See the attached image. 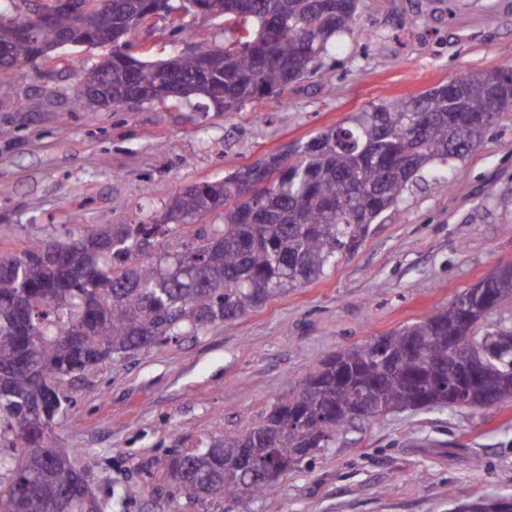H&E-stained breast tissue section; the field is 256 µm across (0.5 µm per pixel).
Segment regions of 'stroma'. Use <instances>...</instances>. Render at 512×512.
<instances>
[{
    "mask_svg": "<svg viewBox=\"0 0 512 512\" xmlns=\"http://www.w3.org/2000/svg\"><path fill=\"white\" fill-rule=\"evenodd\" d=\"M163 23L131 34V52L168 59L224 41V20ZM110 46H64L10 71L17 104L0 110V253L35 250L78 224L160 216L184 188L281 153L389 100L512 62V0H360L352 29L321 71L280 104L234 112L203 99L80 107L73 62ZM43 99L29 111L30 96ZM453 188L420 185L383 215L360 249L319 279L199 336L104 364L53 428L95 461L103 512H223L166 493L154 457L261 424L282 396L336 350L448 307L492 269L512 264V112L456 160ZM512 494V402L478 410L393 412L341 436L276 487L279 512H450L455 498Z\"/></svg>",
    "mask_w": 512,
    "mask_h": 512,
    "instance_id": "1",
    "label": "stroma"
}]
</instances>
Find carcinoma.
<instances>
[{
	"mask_svg": "<svg viewBox=\"0 0 512 512\" xmlns=\"http://www.w3.org/2000/svg\"><path fill=\"white\" fill-rule=\"evenodd\" d=\"M92 6L91 26L77 13ZM359 0H72L48 25L47 7L20 0L0 38V74L46 61L51 45H112L79 80L112 107L130 101L206 99L217 112L278 98L321 68L333 39L348 34ZM186 15L224 17V44L145 61L124 37L149 21L189 32ZM500 112H512V63L465 73L451 85L358 112L285 153L173 195L162 219L77 225L19 256L0 257V512H102L80 459L51 437L73 403L76 381L106 362L196 336L309 283L355 252L370 226L419 183L452 186L448 169L480 146ZM216 213L218 224H198ZM177 246L156 251L159 238ZM89 263V276L63 274ZM481 288L512 293V264L496 268L448 308L384 336L344 347L260 425L192 452L156 457L168 495L223 498L236 512L339 435L396 410L479 409L512 400V331L476 338L459 358L448 337L481 322Z\"/></svg>",
	"mask_w": 512,
	"mask_h": 512,
	"instance_id": "1",
	"label": "carcinoma"
}]
</instances>
